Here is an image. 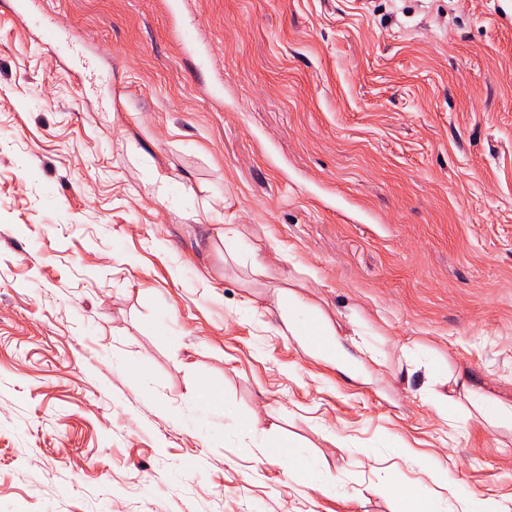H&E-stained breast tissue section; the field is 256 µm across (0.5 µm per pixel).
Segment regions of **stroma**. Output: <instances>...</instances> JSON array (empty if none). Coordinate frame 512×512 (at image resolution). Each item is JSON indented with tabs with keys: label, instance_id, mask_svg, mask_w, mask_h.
Listing matches in <instances>:
<instances>
[{
	"label": "stroma",
	"instance_id": "1",
	"mask_svg": "<svg viewBox=\"0 0 512 512\" xmlns=\"http://www.w3.org/2000/svg\"><path fill=\"white\" fill-rule=\"evenodd\" d=\"M46 7L99 78L0 0V512L512 498V432L402 354L512 396V0ZM227 224L292 262L225 261ZM284 285L384 365L278 335Z\"/></svg>",
	"mask_w": 512,
	"mask_h": 512
}]
</instances>
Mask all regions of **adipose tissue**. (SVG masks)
Masks as SVG:
<instances>
[{"label": "adipose tissue", "instance_id": "1", "mask_svg": "<svg viewBox=\"0 0 512 512\" xmlns=\"http://www.w3.org/2000/svg\"><path fill=\"white\" fill-rule=\"evenodd\" d=\"M278 299L283 335L294 337L311 357L326 362L339 361L341 369L346 371L355 364L356 353H368V346L361 341L355 342L353 349L344 348L337 340L332 322L319 312L313 301L288 289L281 290ZM463 397L490 425L512 429V400L496 397L476 385L464 387Z\"/></svg>", "mask_w": 512, "mask_h": 512}]
</instances>
